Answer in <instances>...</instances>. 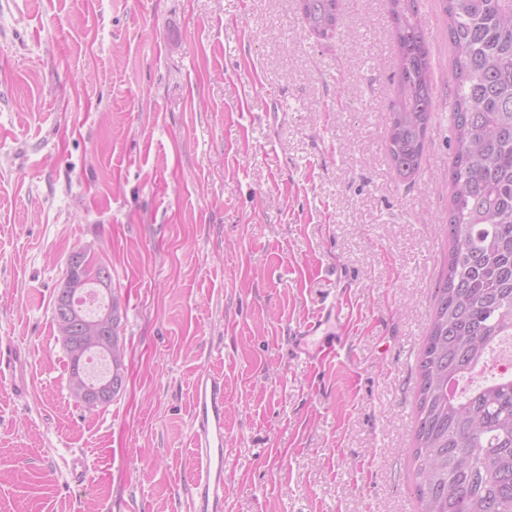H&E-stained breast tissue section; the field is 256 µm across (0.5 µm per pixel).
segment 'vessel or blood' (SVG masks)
I'll return each instance as SVG.
<instances>
[{"label": "vessel or blood", "instance_id": "vessel-or-blood-1", "mask_svg": "<svg viewBox=\"0 0 512 512\" xmlns=\"http://www.w3.org/2000/svg\"><path fill=\"white\" fill-rule=\"evenodd\" d=\"M27 360L13 344H0V378L16 392L27 387ZM190 503L192 512H224V379L201 372L196 381Z\"/></svg>", "mask_w": 512, "mask_h": 512}]
</instances>
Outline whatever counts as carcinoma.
<instances>
[{"instance_id":"cac0c4a2","label":"carcinoma","mask_w":512,"mask_h":512,"mask_svg":"<svg viewBox=\"0 0 512 512\" xmlns=\"http://www.w3.org/2000/svg\"><path fill=\"white\" fill-rule=\"evenodd\" d=\"M456 84L448 166V269L419 358L415 464L420 512H512V373L476 377L512 337V0H442ZM398 87L387 152L413 185L435 110L419 0H390ZM342 0H301L306 31L336 32ZM472 379L464 393L448 386Z\"/></svg>"}]
</instances>
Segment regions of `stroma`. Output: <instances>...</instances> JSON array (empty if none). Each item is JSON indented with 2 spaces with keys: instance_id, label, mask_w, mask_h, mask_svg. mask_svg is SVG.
<instances>
[{
  "instance_id": "stroma-1",
  "label": "stroma",
  "mask_w": 512,
  "mask_h": 512,
  "mask_svg": "<svg viewBox=\"0 0 512 512\" xmlns=\"http://www.w3.org/2000/svg\"><path fill=\"white\" fill-rule=\"evenodd\" d=\"M438 107L393 177L388 0L308 36L297 0H0V512H191L193 382L224 377V512H418V359L448 265L453 52L421 0ZM109 269L112 402L67 390L72 251ZM337 303L333 357L302 337ZM88 478L72 482V456ZM27 360L25 355L13 344H0V378L8 380L10 386L19 393L28 388L26 379Z\"/></svg>"
}]
</instances>
